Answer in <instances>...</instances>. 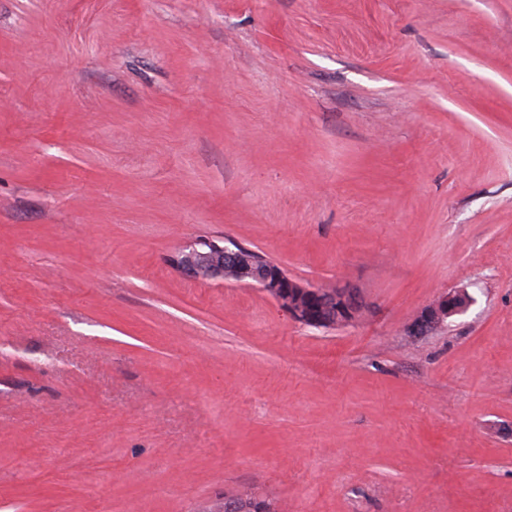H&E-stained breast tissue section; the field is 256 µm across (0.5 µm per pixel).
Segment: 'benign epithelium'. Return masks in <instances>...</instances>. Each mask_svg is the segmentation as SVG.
Returning a JSON list of instances; mask_svg holds the SVG:
<instances>
[{"mask_svg":"<svg viewBox=\"0 0 512 512\" xmlns=\"http://www.w3.org/2000/svg\"><path fill=\"white\" fill-rule=\"evenodd\" d=\"M175 266L202 282H234L255 286L270 296L289 317L317 328L356 324L370 305L350 285L321 288L292 278L266 255L229 238L197 239L184 246L174 258ZM473 302L464 289L450 290L424 307L408 328V336H430L448 325V319L463 313Z\"/></svg>","mask_w":512,"mask_h":512,"instance_id":"1","label":"benign epithelium"}]
</instances>
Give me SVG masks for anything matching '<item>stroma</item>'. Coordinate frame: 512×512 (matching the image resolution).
Instances as JSON below:
<instances>
[{
  "mask_svg": "<svg viewBox=\"0 0 512 512\" xmlns=\"http://www.w3.org/2000/svg\"><path fill=\"white\" fill-rule=\"evenodd\" d=\"M203 237L371 314L188 279ZM237 489L512 512V0H0V512ZM473 302L464 289L448 290L424 307L407 331V336L418 339L443 330L448 319L463 313Z\"/></svg>",
  "mask_w": 512,
  "mask_h": 512,
  "instance_id": "stroma-1",
  "label": "stroma"
}]
</instances>
